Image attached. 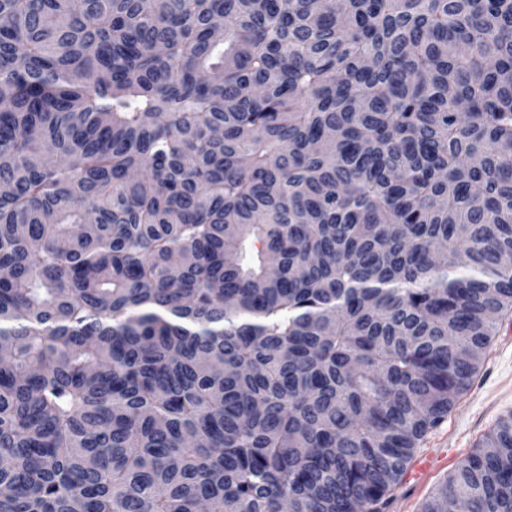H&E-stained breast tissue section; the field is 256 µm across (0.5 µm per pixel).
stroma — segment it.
I'll use <instances>...</instances> for the list:
<instances>
[{
	"label": "stroma",
	"instance_id": "35a3bbf8",
	"mask_svg": "<svg viewBox=\"0 0 512 512\" xmlns=\"http://www.w3.org/2000/svg\"><path fill=\"white\" fill-rule=\"evenodd\" d=\"M512 413V312L499 323L473 383L447 419L420 441L415 457L431 463L428 477L404 481L386 512H421L425 501L455 467L467 460L500 417Z\"/></svg>",
	"mask_w": 512,
	"mask_h": 512
}]
</instances>
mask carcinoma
<instances>
[{
  "mask_svg": "<svg viewBox=\"0 0 512 512\" xmlns=\"http://www.w3.org/2000/svg\"><path fill=\"white\" fill-rule=\"evenodd\" d=\"M0 186V512H383L512 311V0H0Z\"/></svg>",
  "mask_w": 512,
  "mask_h": 512,
  "instance_id": "cac0c4a2",
  "label": "carcinoma"
}]
</instances>
